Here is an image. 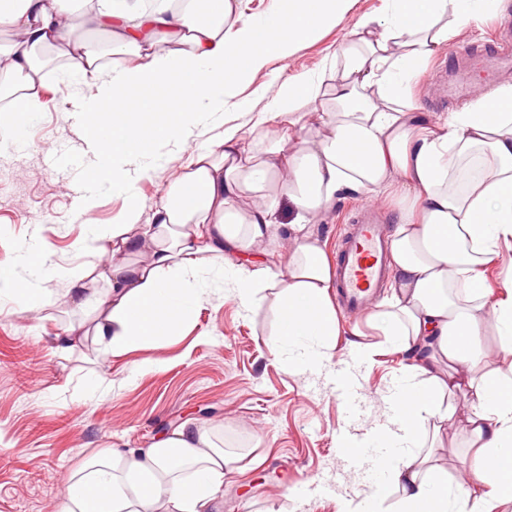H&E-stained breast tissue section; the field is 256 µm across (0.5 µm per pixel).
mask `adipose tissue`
Returning a JSON list of instances; mask_svg holds the SVG:
<instances>
[{
  "instance_id": "adipose-tissue-1",
  "label": "adipose tissue",
  "mask_w": 512,
  "mask_h": 512,
  "mask_svg": "<svg viewBox=\"0 0 512 512\" xmlns=\"http://www.w3.org/2000/svg\"><path fill=\"white\" fill-rule=\"evenodd\" d=\"M351 0H274L257 23L234 26L233 0H0V113L36 120L52 51L67 61L61 98L92 115L84 137L97 162L90 185L129 190L130 157L153 158L180 141L190 160L148 220L131 194L126 219L93 225L81 245L103 255L70 276L66 304L83 317L58 333L59 349L92 335L103 353L177 335L205 288L230 281L245 310L276 289L280 323L269 343L288 364L315 368L340 331L334 271L314 226L338 192L391 196V296L370 317L396 354L422 353L405 366L389 398L394 452L378 496L399 492L395 512H491L512 503V368L492 365L481 338L495 331L512 355V280L485 298V273L512 241V85L500 86L446 120L425 122L411 93L438 46L485 21L503 0H384L381 16L358 21L347 64L284 81L269 120L276 137L225 131L212 144L184 140L201 113L224 109V91L249 82L270 59H287L342 16ZM106 38L90 48L86 35ZM124 50L131 64H108ZM95 79L97 91L81 87ZM44 252L0 273V306L32 310L47 300ZM467 404L472 451L449 486L423 453ZM234 457L201 427L183 424L146 448H107L71 473L60 512H209Z\"/></svg>"
}]
</instances>
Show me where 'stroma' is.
I'll list each match as a JSON object with an SVG mask.
<instances>
[{"label": "stroma", "instance_id": "stroma-1", "mask_svg": "<svg viewBox=\"0 0 512 512\" xmlns=\"http://www.w3.org/2000/svg\"><path fill=\"white\" fill-rule=\"evenodd\" d=\"M382 0H352L336 25L326 27L288 60H272L248 84L231 88L220 119L191 126L196 143L219 140L225 130L256 135L277 131L262 118L276 91V78L343 66V49L360 18L376 14ZM512 9L465 28L453 45L467 54H487ZM448 48L440 47L415 88L419 106L434 120L460 111L466 98L448 94L442 75ZM64 59L49 63L39 89L49 107L33 122L22 149H0V267L18 263L26 251L44 250L51 265L45 283L50 304L33 311L13 305L0 310V512H53L67 477L104 448L152 445L182 423L207 429L238 459L225 473L212 512H339L344 501H372L371 469L336 451L337 434L366 443L386 431L392 416L386 398L410 354L387 352L385 339L365 317L337 309L340 334L330 357L316 371L288 367L268 342L277 325L274 291L262 305L244 310L230 285L208 289L179 336L103 356L92 340L58 352L52 336L77 314L62 296L71 273L87 263L78 249L86 226L75 214L82 202L80 173L91 158L74 106L57 85ZM188 160L174 144L162 145L148 174L141 160L129 166L144 210L160 203L165 189ZM395 224L393 200L369 205L361 195L337 198L315 226L328 253L336 251L342 225L363 213ZM364 332L376 352L359 362L350 350L353 330ZM105 372L110 386L94 391L90 381ZM359 380L353 402L336 394V377ZM468 434L462 417L444 425L433 455L456 482Z\"/></svg>", "mask_w": 512, "mask_h": 512}]
</instances>
